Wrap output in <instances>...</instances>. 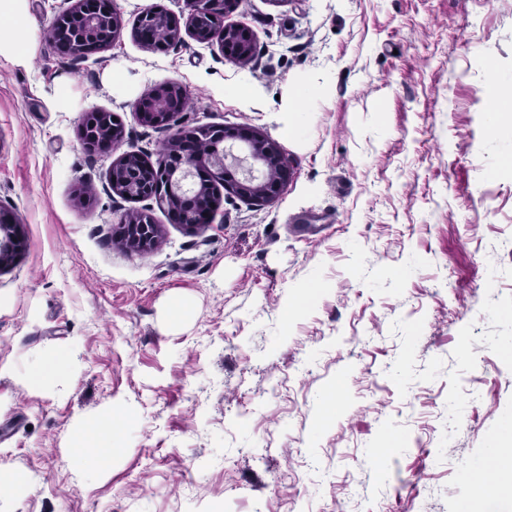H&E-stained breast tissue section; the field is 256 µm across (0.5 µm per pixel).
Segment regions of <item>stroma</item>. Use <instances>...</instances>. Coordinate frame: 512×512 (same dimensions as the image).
I'll use <instances>...</instances> for the list:
<instances>
[{
  "instance_id": "obj_1",
  "label": "stroma",
  "mask_w": 512,
  "mask_h": 512,
  "mask_svg": "<svg viewBox=\"0 0 512 512\" xmlns=\"http://www.w3.org/2000/svg\"><path fill=\"white\" fill-rule=\"evenodd\" d=\"M76 3L28 0L32 56L0 55V210L25 240L0 271V462L29 476L14 512H492L462 479L492 446L512 498V113L487 121L512 90V0H236L245 60L137 39L142 11L183 19L185 0H116L112 45L61 57L46 35ZM166 82L186 123L281 145L277 198L220 191L190 231L112 192L114 160L158 161L175 134L134 112ZM303 87L297 139L283 127ZM96 110L122 124L108 153L78 134ZM133 213L161 227L150 252L116 238ZM180 299L194 310L173 326ZM57 347L80 361L60 395L15 384ZM114 406L125 449L100 473L67 438Z\"/></svg>"
}]
</instances>
